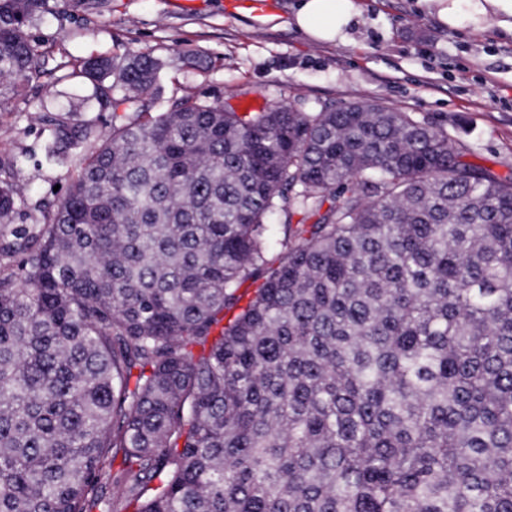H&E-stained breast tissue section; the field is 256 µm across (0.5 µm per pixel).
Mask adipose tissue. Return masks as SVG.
Listing matches in <instances>:
<instances>
[{
  "mask_svg": "<svg viewBox=\"0 0 512 512\" xmlns=\"http://www.w3.org/2000/svg\"><path fill=\"white\" fill-rule=\"evenodd\" d=\"M441 26L482 33L498 28L512 34V0H420ZM363 12L361 0H298L287 23L316 45L348 40L352 21Z\"/></svg>",
  "mask_w": 512,
  "mask_h": 512,
  "instance_id": "obj_1",
  "label": "adipose tissue"
}]
</instances>
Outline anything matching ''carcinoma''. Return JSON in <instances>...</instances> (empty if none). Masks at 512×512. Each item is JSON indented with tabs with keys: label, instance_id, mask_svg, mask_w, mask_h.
Listing matches in <instances>:
<instances>
[{
	"label": "carcinoma",
	"instance_id": "carcinoma-1",
	"mask_svg": "<svg viewBox=\"0 0 512 512\" xmlns=\"http://www.w3.org/2000/svg\"><path fill=\"white\" fill-rule=\"evenodd\" d=\"M45 9L0 0L1 82ZM163 69L58 64L111 130L48 119L30 228L0 179V512H512V177L376 103L156 112Z\"/></svg>",
	"mask_w": 512,
	"mask_h": 512
}]
</instances>
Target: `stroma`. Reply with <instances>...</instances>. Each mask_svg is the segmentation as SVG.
<instances>
[{
    "label": "stroma",
    "instance_id": "35a3bbf8",
    "mask_svg": "<svg viewBox=\"0 0 512 512\" xmlns=\"http://www.w3.org/2000/svg\"><path fill=\"white\" fill-rule=\"evenodd\" d=\"M348 42L310 43L292 27L295 0H271L267 18L231 11L227 0H48L32 35L50 64L149 52L167 68L161 95H190L239 112L289 105L316 112L328 102H376L447 131L474 165L512 175V35L451 31L419 0H363ZM87 86L54 83L50 73L24 87L0 86V159L14 223H30L67 185V169L43 165L42 116L87 109Z\"/></svg>",
    "mask_w": 512,
    "mask_h": 512
}]
</instances>
